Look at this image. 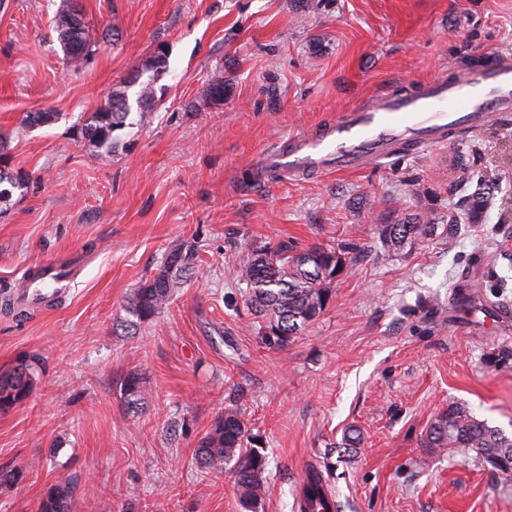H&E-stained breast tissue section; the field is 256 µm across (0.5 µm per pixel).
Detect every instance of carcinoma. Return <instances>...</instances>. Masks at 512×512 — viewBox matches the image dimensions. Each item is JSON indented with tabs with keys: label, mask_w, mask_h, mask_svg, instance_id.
<instances>
[{
	"label": "carcinoma",
	"mask_w": 512,
	"mask_h": 512,
	"mask_svg": "<svg viewBox=\"0 0 512 512\" xmlns=\"http://www.w3.org/2000/svg\"><path fill=\"white\" fill-rule=\"evenodd\" d=\"M74 0H59L53 18L57 41L67 64L82 66L92 54L89 27L74 9ZM167 55L155 51L142 67L112 90L111 95L92 113L78 130L77 141L94 148H110L116 132L129 126L132 108H137L138 121L151 119L157 103L155 74L165 69ZM149 74L146 81L143 74ZM140 85L135 103H130L128 90ZM224 98V74L218 70L210 75L206 99L216 102ZM52 112H30L24 123L30 128L52 124ZM30 178L17 180L9 166V156L0 139V205L11 202L14 191L24 192ZM434 229L430 217L416 223L404 221L386 224L382 234L387 245L398 250L407 242L429 235ZM345 248L316 246L297 251L286 245L275 249L253 248L236 267V275L249 288L251 313L257 319L255 328L265 339L285 346L315 321L332 298L331 282L338 259ZM198 257L193 246L171 250L157 272L145 279L129 299L125 328H136L153 320L180 287V277ZM38 360L25 356L13 372L0 377V411H8L23 403L30 394ZM142 377L129 372L122 382L121 395L126 405L135 407L142 400ZM254 437L244 421L241 409L234 403L224 407L218 418L200 438L195 449L197 464L212 471L226 472L234 480L236 495L244 512H264L267 491L266 456L253 445ZM430 448H470L489 462L497 472L512 474V436L474 417L461 405H451L430 426L426 435ZM72 491L69 481L59 480L42 497L38 512H71ZM296 512H336V500L324 476L311 470L296 496Z\"/></svg>",
	"instance_id": "cac0c4a2"
}]
</instances>
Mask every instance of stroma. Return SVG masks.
<instances>
[{"instance_id": "1", "label": "stroma", "mask_w": 512, "mask_h": 512, "mask_svg": "<svg viewBox=\"0 0 512 512\" xmlns=\"http://www.w3.org/2000/svg\"><path fill=\"white\" fill-rule=\"evenodd\" d=\"M76 0L94 43L65 65L56 0H0V133L27 192L0 208V292L36 262L75 279L32 311L0 307V375L38 356L29 397L0 412V512H37L70 479L73 512H241L230 475L197 468L229 401L268 460L264 512H295L321 470L341 512H512V477L467 448H429L448 405L512 436V136L446 145L288 183L259 156L380 92L409 90L512 48V0ZM152 120L92 152L75 131L157 46ZM224 72V102L205 100ZM56 120L29 128L27 113ZM473 158L472 171L456 170ZM497 181L478 223L463 205ZM437 228L390 250L382 227ZM349 246L326 311L286 346L253 327L235 268L249 250ZM198 257L136 334L120 323L174 247ZM143 379L142 406L120 384ZM358 448L339 445L349 430ZM142 377L138 372H129L122 382L121 395L127 406L137 407L142 397Z\"/></svg>"}]
</instances>
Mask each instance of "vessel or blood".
Listing matches in <instances>:
<instances>
[{"instance_id": "vessel-or-blood-1", "label": "vessel or blood", "mask_w": 512, "mask_h": 512, "mask_svg": "<svg viewBox=\"0 0 512 512\" xmlns=\"http://www.w3.org/2000/svg\"><path fill=\"white\" fill-rule=\"evenodd\" d=\"M512 118V51H495L486 66L455 70L406 93L378 94L369 106L341 114L320 132L292 134L264 156L282 180L297 182L325 171H358L389 158L403 142L417 147L463 140L486 122ZM42 282L17 289L16 300L37 307L46 286L69 291L56 265Z\"/></svg>"}]
</instances>
